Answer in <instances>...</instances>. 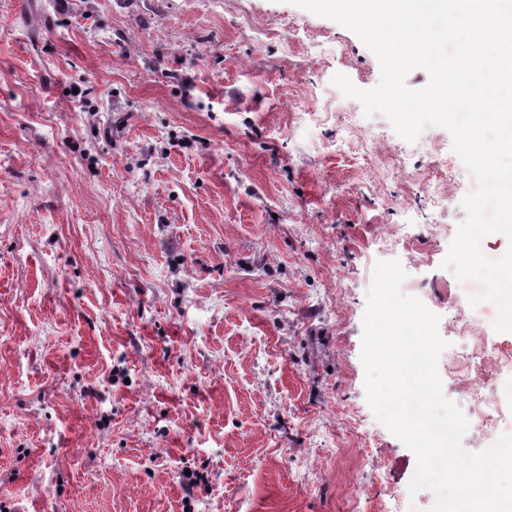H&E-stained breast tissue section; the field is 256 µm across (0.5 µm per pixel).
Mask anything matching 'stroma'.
I'll use <instances>...</instances> for the list:
<instances>
[{"mask_svg": "<svg viewBox=\"0 0 512 512\" xmlns=\"http://www.w3.org/2000/svg\"><path fill=\"white\" fill-rule=\"evenodd\" d=\"M339 73L369 90L380 63L289 0H0V512H377L381 480L429 512L366 399L380 261L451 349L488 345L438 360L461 411L498 387L463 450L512 434V334L442 266L477 181ZM496 392L497 388L489 380L477 383L468 391L470 414L476 427L485 428L493 424Z\"/></svg>", "mask_w": 512, "mask_h": 512, "instance_id": "stroma-1", "label": "stroma"}]
</instances>
